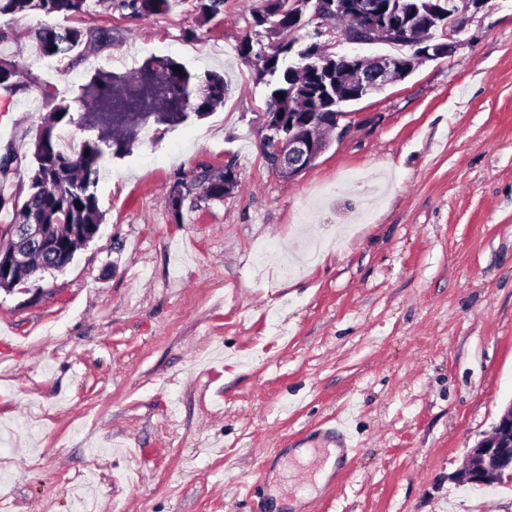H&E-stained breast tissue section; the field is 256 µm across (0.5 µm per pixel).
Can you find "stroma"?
<instances>
[{"mask_svg": "<svg viewBox=\"0 0 512 512\" xmlns=\"http://www.w3.org/2000/svg\"><path fill=\"white\" fill-rule=\"evenodd\" d=\"M195 5L133 19L94 0L82 23L111 43L61 59L39 52L44 17L0 18L27 73L0 92L6 195L27 189L46 92L72 100L154 55L227 81L215 112L107 164L104 220L63 270L0 290L9 512H273L276 494L284 512H512V487L449 479L512 403V0L351 104L350 130L292 180L262 158L266 89L237 52L262 0L204 25ZM230 161L238 189L174 219L170 183ZM340 417L354 450L320 484Z\"/></svg>", "mask_w": 512, "mask_h": 512, "instance_id": "stroma-1", "label": "stroma"}]
</instances>
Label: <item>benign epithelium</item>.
Masks as SVG:
<instances>
[{"mask_svg": "<svg viewBox=\"0 0 512 512\" xmlns=\"http://www.w3.org/2000/svg\"><path fill=\"white\" fill-rule=\"evenodd\" d=\"M308 0L314 5L313 18L321 25L332 27L334 19L349 14L356 20L353 31H341L348 43L397 42L410 50L399 56L379 55L370 58L361 55L336 57V70L326 72L323 97L336 99V109L329 112H267L261 150L274 161L272 172L291 180L308 169L327 149L329 143L321 136L328 131L341 136L351 124L340 125L350 117L343 105L359 101L385 87L408 77L416 66L425 61L446 56L452 44L424 39L425 29L448 25L461 28V15L474 7H482L487 0H461L448 7V15H428L410 26H396L380 17L375 0ZM10 244L0 242V270L4 280L0 288H15L22 284L34 254L51 255L60 268L67 266L66 256L71 248L64 247L49 237L46 224H14L9 226ZM458 486L483 489L512 483V402L493 426L491 433L470 449L463 467L448 476Z\"/></svg>", "mask_w": 512, "mask_h": 512, "instance_id": "7a95c632", "label": "benign epithelium"}]
</instances>
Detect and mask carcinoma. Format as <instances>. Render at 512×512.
<instances>
[{"instance_id":"1","label":"carcinoma","mask_w":512,"mask_h":512,"mask_svg":"<svg viewBox=\"0 0 512 512\" xmlns=\"http://www.w3.org/2000/svg\"><path fill=\"white\" fill-rule=\"evenodd\" d=\"M109 11L124 18L149 19L173 12L182 0H97ZM390 18L404 23L409 16L423 11L432 0H393ZM300 0H264L255 13V25L264 30L268 43L246 38L238 54L264 60L255 72V80L267 90L265 106L268 112L289 110L288 93L293 84L314 80L317 69L303 72L292 70L303 63L295 34L302 30L292 15L301 11ZM200 21L206 23L224 11V0H197ZM88 12L87 0H0V17L37 13L47 18H65ZM41 54L47 58H62L83 48L89 52L105 39L104 30L97 27L61 26L46 23L35 31ZM178 66L181 72L173 67ZM23 70L18 63L0 56V89L12 91L20 84ZM227 86L224 77L207 73L200 78L170 57H150L133 75L108 71L96 72L80 88L75 98L77 111L61 100L52 105L42 118L33 151L34 167L25 196L4 197L0 194V210L12 208L18 224H51L53 234L69 241L88 234V225L100 224L103 213L96 187L105 162L128 154L139 140L141 130L126 124H103L101 112L112 103L138 98L143 110L153 112L157 125L174 126L194 115L203 118L224 104ZM78 126L95 132V138L82 141L81 150L70 153L59 145L56 129L60 125ZM202 194L213 200L224 199V173L216 175L205 170L193 179ZM83 208H78V205Z\"/></svg>"}]
</instances>
